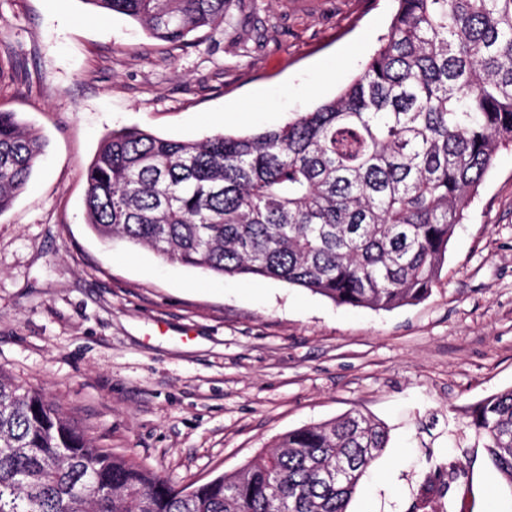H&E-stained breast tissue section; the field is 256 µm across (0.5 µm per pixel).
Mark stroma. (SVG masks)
<instances>
[{
  "label": "stroma",
  "instance_id": "stroma-1",
  "mask_svg": "<svg viewBox=\"0 0 512 512\" xmlns=\"http://www.w3.org/2000/svg\"><path fill=\"white\" fill-rule=\"evenodd\" d=\"M394 0H231L173 49L84 0H0V110L46 142L0 214V369L102 448L178 486L231 474L288 431L350 411L389 442L347 512H407L423 452H474L469 512H512L468 412L512 388V147L448 243L430 295L390 311L220 277L85 221L84 170L138 127L199 140L284 124L334 97L387 34Z\"/></svg>",
  "mask_w": 512,
  "mask_h": 512
}]
</instances>
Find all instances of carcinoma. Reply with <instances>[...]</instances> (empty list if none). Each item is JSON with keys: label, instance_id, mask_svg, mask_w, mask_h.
<instances>
[{"label": "carcinoma", "instance_id": "carcinoma-1", "mask_svg": "<svg viewBox=\"0 0 512 512\" xmlns=\"http://www.w3.org/2000/svg\"><path fill=\"white\" fill-rule=\"evenodd\" d=\"M229 0H85L173 48L224 21ZM388 34L336 96L282 126L199 141L108 133L85 170L86 223L105 239L222 276L273 279L337 305L391 310L426 297L448 242L512 146V0H396ZM45 144L0 111V214ZM467 426L512 488V388ZM388 432L359 412L285 434L233 475L179 487L92 444L57 405L0 372V512H347ZM448 476L446 512L469 479ZM351 465L341 481L329 476Z\"/></svg>", "mask_w": 512, "mask_h": 512}]
</instances>
